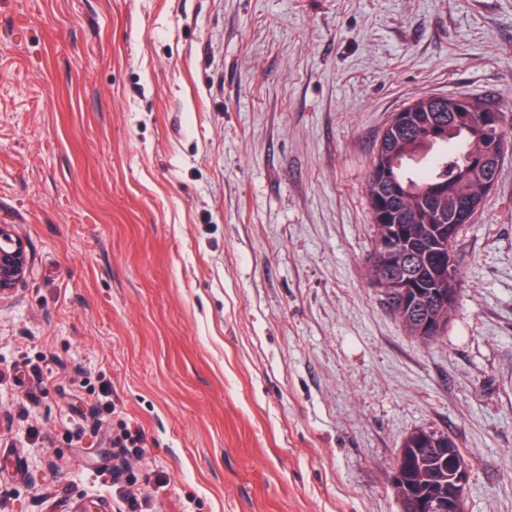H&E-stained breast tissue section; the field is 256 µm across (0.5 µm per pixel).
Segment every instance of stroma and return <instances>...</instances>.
Instances as JSON below:
<instances>
[{
  "instance_id": "stroma-1",
  "label": "stroma",
  "mask_w": 512,
  "mask_h": 512,
  "mask_svg": "<svg viewBox=\"0 0 512 512\" xmlns=\"http://www.w3.org/2000/svg\"><path fill=\"white\" fill-rule=\"evenodd\" d=\"M434 93L512 126V0H0V512H127L122 419L151 512H399L420 428L512 512V153L436 342L367 277L375 145ZM30 253L26 242L10 224L0 225V296L21 284L29 270ZM112 447L118 448L123 456L142 459L148 448L145 430L139 424L122 420L112 438ZM127 473L128 470L119 471L112 468V490L127 504L129 512H142V505L139 502L140 493L133 489L136 482L132 477H128Z\"/></svg>"
}]
</instances>
